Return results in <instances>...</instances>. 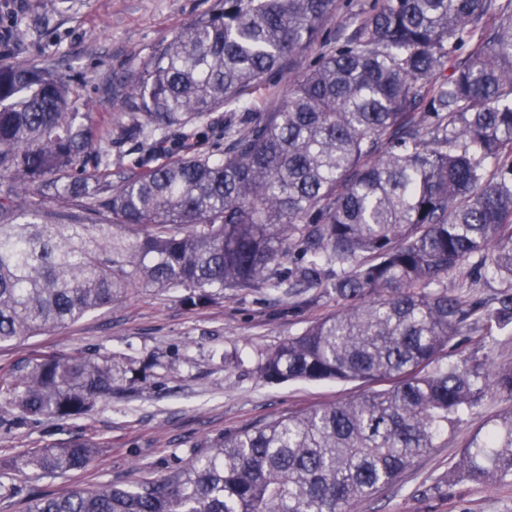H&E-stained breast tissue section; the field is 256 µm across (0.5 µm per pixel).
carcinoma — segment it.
I'll list each match as a JSON object with an SVG mask.
<instances>
[{
	"mask_svg": "<svg viewBox=\"0 0 512 512\" xmlns=\"http://www.w3.org/2000/svg\"><path fill=\"white\" fill-rule=\"evenodd\" d=\"M336 8L216 0L164 39L126 84L121 136L140 172L116 182L92 128L66 111L67 77L0 64V347L136 288L182 290L193 307L226 288H323L342 309L262 352L257 375L389 383L207 439L185 468L131 488L43 495L27 512H346L489 390L512 397V367L439 363L474 309L448 273L478 255L512 283V0H373L285 101L252 111L256 89L322 45ZM217 119L224 148L203 151ZM56 198L79 218L46 209ZM509 323L511 288L487 316ZM118 381L112 360L78 352L5 365L0 427L85 416ZM97 451L72 441L14 456L0 491L18 494L16 475L81 470ZM458 474L512 480V408L473 435Z\"/></svg>",
	"mask_w": 512,
	"mask_h": 512,
	"instance_id": "carcinoma-1",
	"label": "carcinoma"
}]
</instances>
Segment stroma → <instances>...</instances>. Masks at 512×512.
<instances>
[{
    "mask_svg": "<svg viewBox=\"0 0 512 512\" xmlns=\"http://www.w3.org/2000/svg\"><path fill=\"white\" fill-rule=\"evenodd\" d=\"M214 0H0V63L18 58L68 76L69 111L91 126L110 154L113 176L137 173L131 144H118L128 121L122 84L166 37L207 13ZM311 49L291 73L272 76L252 97L265 110L288 95L295 77L318 59ZM472 257L448 274V290L476 302L471 326L444 361L512 367V324L486 331L485 314L505 281L477 272ZM334 296L315 288L225 289L222 303L184 305L178 293L144 288L67 327L0 348V365L49 353L111 358L122 381L88 416L42 419L0 429V460L28 448L91 440L98 451L81 471L56 479L19 478L21 492L0 497V512H24L27 499L72 486L130 485L184 467L204 439L289 411L344 402L371 391L361 381L297 380L272 384L255 372L261 351L278 346L336 312ZM512 399L489 391L467 410L438 448L349 512H512V481L477 484L460 477L461 450Z\"/></svg>",
    "mask_w": 512,
    "mask_h": 512,
    "instance_id": "35a3bbf8",
    "label": "stroma"
}]
</instances>
